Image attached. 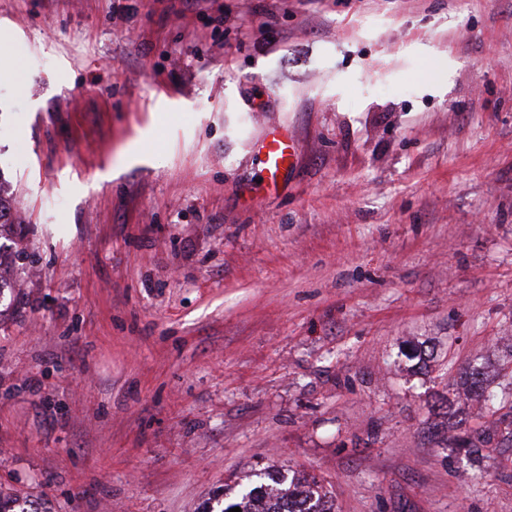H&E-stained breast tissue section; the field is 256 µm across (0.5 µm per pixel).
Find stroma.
<instances>
[{
  "mask_svg": "<svg viewBox=\"0 0 512 512\" xmlns=\"http://www.w3.org/2000/svg\"><path fill=\"white\" fill-rule=\"evenodd\" d=\"M0 195L18 512H512V0H0ZM293 140L278 126L266 129L256 144L261 173L266 184L275 186L281 173L293 163L295 156ZM270 483L251 485L244 489L236 501L229 503L222 512L239 507L241 512H333L323 481L315 475L293 478L279 471L265 472ZM299 502V510H285L284 505Z\"/></svg>",
  "mask_w": 512,
  "mask_h": 512,
  "instance_id": "stroma-1",
  "label": "stroma"
}]
</instances>
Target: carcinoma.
<instances>
[{
    "label": "carcinoma",
    "instance_id": "cac0c4a2",
    "mask_svg": "<svg viewBox=\"0 0 512 512\" xmlns=\"http://www.w3.org/2000/svg\"><path fill=\"white\" fill-rule=\"evenodd\" d=\"M458 388L467 397L480 398L485 392L478 371L462 373ZM501 431L512 437V429L507 426L502 429L485 428L476 433L474 440L469 442V447H485ZM264 478L267 482L244 489L236 501L229 503L221 512H229L235 507L240 508L241 512H291L284 509V505L293 502L303 505L297 512H333V504L327 496L323 481L315 475L290 480L281 472L274 471L264 473Z\"/></svg>",
    "mask_w": 512,
    "mask_h": 512
}]
</instances>
